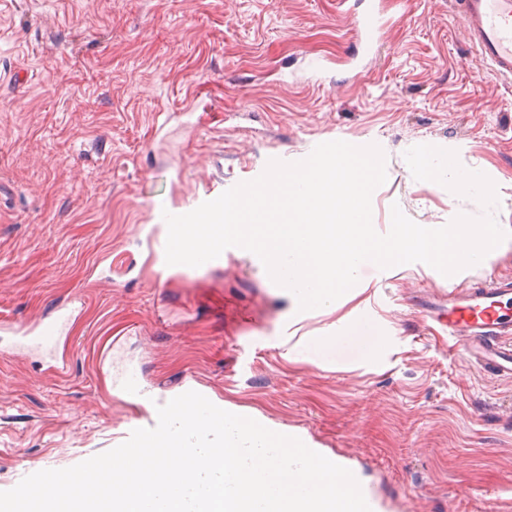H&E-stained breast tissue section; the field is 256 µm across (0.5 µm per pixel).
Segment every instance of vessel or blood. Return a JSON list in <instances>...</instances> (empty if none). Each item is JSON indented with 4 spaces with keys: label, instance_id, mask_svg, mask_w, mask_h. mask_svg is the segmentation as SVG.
Returning <instances> with one entry per match:
<instances>
[{
    "label": "vessel or blood",
    "instance_id": "1",
    "mask_svg": "<svg viewBox=\"0 0 512 512\" xmlns=\"http://www.w3.org/2000/svg\"><path fill=\"white\" fill-rule=\"evenodd\" d=\"M358 29L364 47L378 40L383 18L380 0H361ZM454 13L469 31L470 41L489 60L497 74L512 77V0H450ZM429 318L444 323L448 334L461 342L463 351L484 372L512 378V281L473 292L451 289L448 304L427 308ZM74 311L63 307L34 327L20 331L19 347L45 355L50 369H59V348L70 334ZM122 392L139 403L156 406L157 399L141 387L135 376H126Z\"/></svg>",
    "mask_w": 512,
    "mask_h": 512
}]
</instances>
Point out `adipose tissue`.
Masks as SVG:
<instances>
[{"label": "adipose tissue", "instance_id": "obj_1", "mask_svg": "<svg viewBox=\"0 0 512 512\" xmlns=\"http://www.w3.org/2000/svg\"><path fill=\"white\" fill-rule=\"evenodd\" d=\"M385 338L379 325L368 318L349 321L341 332L332 336L308 338L299 342L296 353L317 365L332 364L338 350L357 349L363 360H373L383 347Z\"/></svg>", "mask_w": 512, "mask_h": 512}]
</instances>
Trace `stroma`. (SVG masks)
Wrapping results in <instances>:
<instances>
[{
	"instance_id": "35a3bbf8",
	"label": "stroma",
	"mask_w": 512,
	"mask_h": 512,
	"mask_svg": "<svg viewBox=\"0 0 512 512\" xmlns=\"http://www.w3.org/2000/svg\"><path fill=\"white\" fill-rule=\"evenodd\" d=\"M372 52L351 0H0V491L118 445L186 389L308 438L378 512H512V379L467 360L422 309L453 287L512 280V252L461 280L368 267L381 357L289 360L296 319L256 257L180 273L155 260L164 213L191 212L269 160L323 142L378 145L391 207L419 224L483 215L418 181L416 145L455 151L496 185L512 225V79L494 76L449 0H383ZM75 302L56 374L7 352L13 329ZM122 392L128 398L153 408V417L141 428H152L157 424L156 404H165L159 401L152 393L141 387L137 378L133 375H127L122 383Z\"/></svg>"
}]
</instances>
